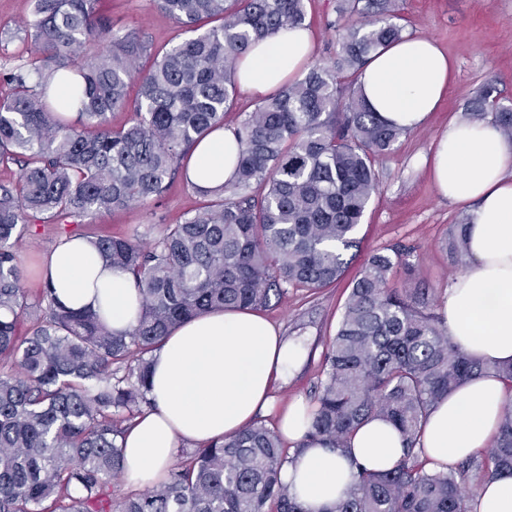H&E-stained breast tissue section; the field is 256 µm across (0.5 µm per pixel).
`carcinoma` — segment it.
I'll use <instances>...</instances> for the list:
<instances>
[{"instance_id":"carcinoma-1","label":"carcinoma","mask_w":512,"mask_h":512,"mask_svg":"<svg viewBox=\"0 0 512 512\" xmlns=\"http://www.w3.org/2000/svg\"><path fill=\"white\" fill-rule=\"evenodd\" d=\"M190 36L155 50L135 33L118 35L99 0H32L26 63L0 73V165L22 164L0 185V512H305L280 480L290 456L260 421L197 448L155 488L118 503L123 472L116 416L152 406V353L184 321L214 310L269 305L288 288L317 290L345 272L347 253L378 187L375 163L404 130L370 110L358 80L372 52L398 40L392 0H340V14L366 18L339 34L330 65L264 98L233 133L241 150L233 179L210 203L171 224L152 243L82 235L141 295L136 326L114 331L91 310H74L50 282L30 298L14 244L37 222L80 224L87 217L159 198L191 147L233 111L237 59L251 44L305 21L304 0H155ZM102 46L91 56L88 48ZM138 84L130 98L131 83ZM66 90L74 119L55 101ZM492 82L467 106L490 114L512 141V108ZM132 113L112 127L109 114ZM264 188L261 197L247 193ZM466 217L446 248L468 257ZM404 285L393 286L398 269ZM308 448L343 450L355 430L379 417L406 443L396 467L355 464L345 498L326 512H475L466 474L489 482L512 474V397L482 457L434 472L420 442L431 409L492 371L512 392V363L487 366L448 336L429 289L398 249L362 265L326 347Z\"/></svg>"}]
</instances>
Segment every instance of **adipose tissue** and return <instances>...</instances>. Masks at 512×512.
<instances>
[{"label":"adipose tissue","mask_w":512,"mask_h":512,"mask_svg":"<svg viewBox=\"0 0 512 512\" xmlns=\"http://www.w3.org/2000/svg\"><path fill=\"white\" fill-rule=\"evenodd\" d=\"M308 25L256 41L239 58L234 78L243 92H273L311 61ZM450 63L430 38L413 35L379 47L359 78L367 104L407 131L425 128L448 90ZM239 153L233 133L209 132L190 152L191 180L218 188L231 178ZM432 181L439 196L468 206L469 266L446 290L440 313L448 334L487 365L512 362V143L494 122L456 119L434 142ZM58 299L72 308L101 309L113 329L134 327L140 296L128 273L103 267L83 240L65 241L46 259ZM304 349L251 309L213 311L181 324L153 354V406L123 441V467L136 486L161 483L181 444L203 445L252 424L270 402L273 381L300 364ZM507 390L494 374L466 383L439 401L423 431L422 456L433 471L489 447L499 430ZM313 408L289 402L278 432L301 450L281 480L305 512H326L354 483L357 466L395 468L403 437L389 422L371 419L354 433L348 452L303 447Z\"/></svg>","instance_id":"adipose-tissue-1"}]
</instances>
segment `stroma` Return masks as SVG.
Instances as JSON below:
<instances>
[{"label":"stroma","instance_id":"stroma-1","mask_svg":"<svg viewBox=\"0 0 512 512\" xmlns=\"http://www.w3.org/2000/svg\"><path fill=\"white\" fill-rule=\"evenodd\" d=\"M304 5L315 40L314 59L331 63L339 50L336 30L346 23L337 11L338 0H305ZM99 9L115 33H137L153 47H169L185 38L184 31L153 0H101ZM397 9L405 34L428 36L448 55L452 81L429 125L401 136L377 162L379 186L358 227L359 245L348 253L345 279L315 291L289 289L266 308L265 317L285 336L302 341L309 352L288 382H275L273 394L280 407L296 397L312 399L326 345L336 332L349 293V280L370 254L393 246L403 248L418 279L436 298L465 271L464 264L450 261L442 244L450 226L466 217L468 209L437 194L427 161L436 136L464 114L487 81H495L501 103L512 106V0H397ZM30 10L29 0H0V70L30 58V43L16 30L17 22ZM204 204V198L176 178L161 198L101 219H85L81 229L150 242L167 225L180 223ZM65 236L64 225L41 223L36 233L17 244L27 293L34 295L42 288L43 259Z\"/></svg>","mask_w":512,"mask_h":512}]
</instances>
